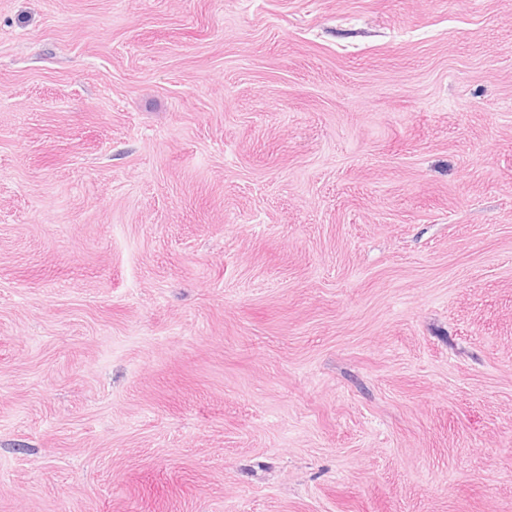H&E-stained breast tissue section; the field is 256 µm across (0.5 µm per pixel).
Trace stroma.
<instances>
[{
	"label": "stroma",
	"instance_id": "35a3bbf8",
	"mask_svg": "<svg viewBox=\"0 0 512 512\" xmlns=\"http://www.w3.org/2000/svg\"><path fill=\"white\" fill-rule=\"evenodd\" d=\"M0 512H512V0H0Z\"/></svg>",
	"mask_w": 512,
	"mask_h": 512
}]
</instances>
